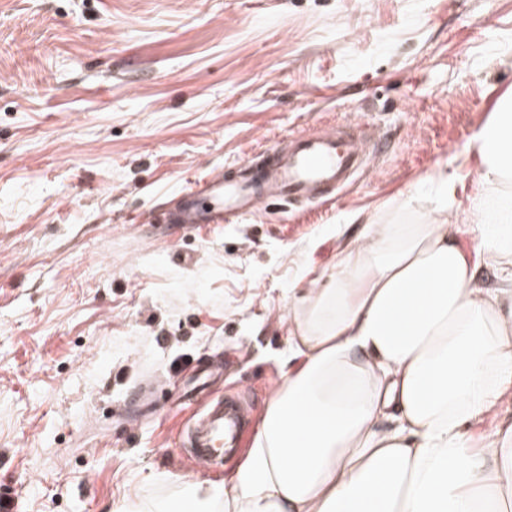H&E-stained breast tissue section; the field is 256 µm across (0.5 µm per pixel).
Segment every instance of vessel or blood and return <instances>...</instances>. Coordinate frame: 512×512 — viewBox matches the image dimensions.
Segmentation results:
<instances>
[{
    "label": "vessel or blood",
    "instance_id": "vessel-or-blood-1",
    "mask_svg": "<svg viewBox=\"0 0 512 512\" xmlns=\"http://www.w3.org/2000/svg\"><path fill=\"white\" fill-rule=\"evenodd\" d=\"M374 148L370 127L355 120L313 133H295L287 144L261 150L258 160L191 181L177 205L159 210L152 221L228 224L276 202L325 203L366 173ZM247 424L248 417L237 402L211 399L187 431L191 463L207 468L236 452Z\"/></svg>",
    "mask_w": 512,
    "mask_h": 512
}]
</instances>
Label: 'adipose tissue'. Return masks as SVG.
Returning a JSON list of instances; mask_svg holds the SVG:
<instances>
[{
	"label": "adipose tissue",
	"instance_id": "adipose-tissue-1",
	"mask_svg": "<svg viewBox=\"0 0 512 512\" xmlns=\"http://www.w3.org/2000/svg\"><path fill=\"white\" fill-rule=\"evenodd\" d=\"M476 140L464 214L364 225L291 289L282 383L230 479L120 512H512V424L472 432L512 395V94Z\"/></svg>",
	"mask_w": 512,
	"mask_h": 512
}]
</instances>
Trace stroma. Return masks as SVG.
I'll use <instances>...</instances> for the list:
<instances>
[{"mask_svg":"<svg viewBox=\"0 0 512 512\" xmlns=\"http://www.w3.org/2000/svg\"><path fill=\"white\" fill-rule=\"evenodd\" d=\"M512 92V0H0V498L117 512L193 467L208 396L258 423L288 291L367 224L466 209L473 135ZM376 127L323 206L153 224L190 180L306 129ZM453 186L442 200L438 183Z\"/></svg>","mask_w":512,"mask_h":512,"instance_id":"obj_1","label":"stroma"}]
</instances>
